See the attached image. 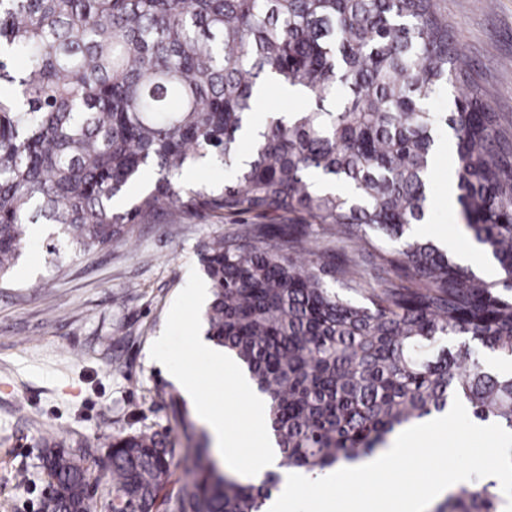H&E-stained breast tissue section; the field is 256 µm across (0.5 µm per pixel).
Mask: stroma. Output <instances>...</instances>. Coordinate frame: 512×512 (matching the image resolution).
Instances as JSON below:
<instances>
[{
    "label": "stroma",
    "instance_id": "stroma-1",
    "mask_svg": "<svg viewBox=\"0 0 512 512\" xmlns=\"http://www.w3.org/2000/svg\"><path fill=\"white\" fill-rule=\"evenodd\" d=\"M448 26L494 111L512 117V0H444ZM420 238L470 248L448 181L436 176ZM234 224L183 215L140 225L119 246L49 264L27 245L13 284L0 287V512H41L50 478L44 436L105 456L113 435H168L182 476L188 442L181 415L195 407L150 349L199 254Z\"/></svg>",
    "mask_w": 512,
    "mask_h": 512
}]
</instances>
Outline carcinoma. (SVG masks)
<instances>
[{
    "label": "carcinoma",
    "mask_w": 512,
    "mask_h": 512,
    "mask_svg": "<svg viewBox=\"0 0 512 512\" xmlns=\"http://www.w3.org/2000/svg\"><path fill=\"white\" fill-rule=\"evenodd\" d=\"M270 78L304 104L258 125ZM457 85L449 111L430 110ZM445 132L494 280L431 240H404L426 220ZM206 160L234 177L186 182ZM315 176L349 192H322ZM174 213L238 225L200 257L205 335L268 397L280 466L317 474L368 456L456 396L512 430V373L472 348L512 360V121L471 81L441 0H0V284L43 226L58 264ZM295 215L329 225L343 250L319 249ZM447 336L461 341L444 347ZM44 443L52 512H86L92 491L113 512H260L279 483L270 472L243 485L192 448L162 499L163 433L112 437L102 464ZM494 487L460 486L435 512H498Z\"/></svg>",
    "instance_id": "cac0c4a2"
}]
</instances>
